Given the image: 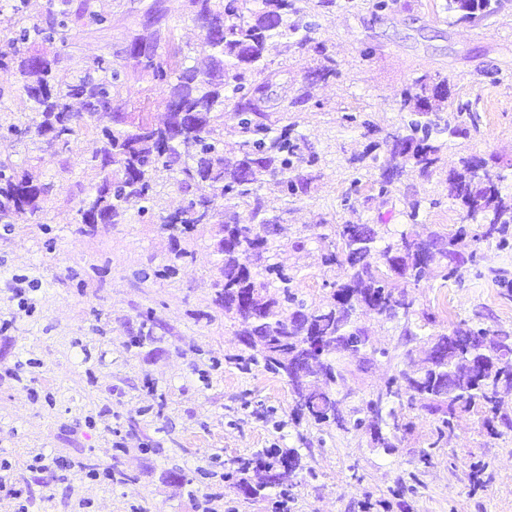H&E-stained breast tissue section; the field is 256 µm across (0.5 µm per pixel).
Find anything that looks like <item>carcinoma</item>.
<instances>
[{
  "mask_svg": "<svg viewBox=\"0 0 512 512\" xmlns=\"http://www.w3.org/2000/svg\"><path fill=\"white\" fill-rule=\"evenodd\" d=\"M26 0H0V66L16 67L29 120L24 132L31 141L55 143L67 152L78 143L81 128L92 124L96 139L87 157L94 175V193L77 205L78 230L90 233L96 220L124 224L128 206L142 202L145 213L155 205L157 187L172 180L190 194L176 209L158 216L161 228L174 240L201 224H217L221 280L215 302L238 325L235 336L252 351L250 358L288 387L290 415L315 425L367 429L376 448H396L395 432L407 428L394 404L403 395L418 400L438 416L439 429L449 430L456 411L497 414L512 395V334H489L461 323L430 338L421 357L405 351L398 375L372 394L361 409L347 408L333 386L346 380L351 362L358 369L372 363L361 318L404 319L403 335L415 315L408 292H398L395 279L418 284L456 269L442 265L455 254L456 236L432 233L411 239L401 234L376 250L378 232L366 224H338L321 235L322 261L339 266L346 277L319 302L299 297L296 274L275 260L277 239L288 234L283 215L289 199L305 191L302 166L318 158L304 157V135L288 120L290 109L306 99L270 105L268 90L275 73L266 52L279 42L283 51L301 52L313 41L318 24L307 21L315 7L335 0H187L188 19L200 31L197 55L204 65H186L177 58L175 31L164 0H152L129 31L124 47L94 57L79 75L62 66V51L72 45L74 32L112 28V0H47L45 18L29 23ZM501 0H446L443 10L452 25H474L494 15ZM337 62L322 53L314 78H336ZM148 78L166 116L157 122L147 107L129 122L112 114L126 112L131 81ZM447 81L428 72L415 78L401 96L399 110L408 113L403 132L389 136L387 155L376 182L378 194L391 193L406 169L423 178L439 167L448 141L438 137L432 116L447 110ZM232 120L240 141L236 153L221 151L224 121ZM503 175L474 156L448 176L450 195L459 200L465 218L480 219V236L492 239L512 224V195L502 193ZM268 188L281 201L275 207L262 194ZM53 185L34 179L19 165L0 161V222L11 215L42 210ZM250 208L242 221L238 208ZM378 251L379 260L372 261ZM301 466L296 448L268 452L238 462L236 483L246 499L264 496L271 488L287 487ZM255 468L262 480L244 474Z\"/></svg>",
  "mask_w": 512,
  "mask_h": 512,
  "instance_id": "obj_1",
  "label": "carcinoma"
}]
</instances>
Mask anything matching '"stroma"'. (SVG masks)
Here are the masks:
<instances>
[{
    "label": "stroma",
    "instance_id": "1",
    "mask_svg": "<svg viewBox=\"0 0 512 512\" xmlns=\"http://www.w3.org/2000/svg\"><path fill=\"white\" fill-rule=\"evenodd\" d=\"M110 31H81L64 53L68 73L124 45L134 16L150 0H116ZM444 0H401L377 11L372 0H336L318 12L313 38L339 64L336 79L307 76L315 47L283 53L270 45L276 101L307 93L293 118L317 156L314 180L291 203V245L278 259L296 273L302 298L330 292L344 272L322 265L328 225L350 222L390 232H463L458 278L413 288L417 311L432 313L413 348L460 323L512 332V228L480 241L479 224L463 217L448 194V173L460 158H497L502 187L512 194V0L479 24L446 23ZM430 72L448 82V120L458 133L432 179L408 174L389 195L372 183L379 170L367 150L407 119L400 99L412 79ZM356 115L353 123L345 115ZM95 135L85 130L73 151L53 153L0 137V160L53 182L42 212L21 213L0 227V464L11 467L20 499L0 491V512H512V397L491 422L461 412L454 433L439 437L435 416L403 403L409 430L392 452L371 447L366 431L292 421L288 389L259 365L214 302L220 278L212 226L171 239L158 214L179 205L176 186L160 189L155 209L131 212L125 224L79 233L74 203L90 191L84 157ZM359 193L349 194L353 179ZM420 203L417 222L405 216ZM303 249H294V241ZM184 251L175 259L176 251ZM173 274H166L169 264ZM25 289L29 308L18 305ZM377 355L338 388L359 407L399 368V320H362ZM269 448L299 449L306 464L290 490L247 500L235 462ZM43 455L49 469L29 466ZM128 475L95 483L87 465ZM90 508H81V501Z\"/></svg>",
    "mask_w": 512,
    "mask_h": 512
}]
</instances>
